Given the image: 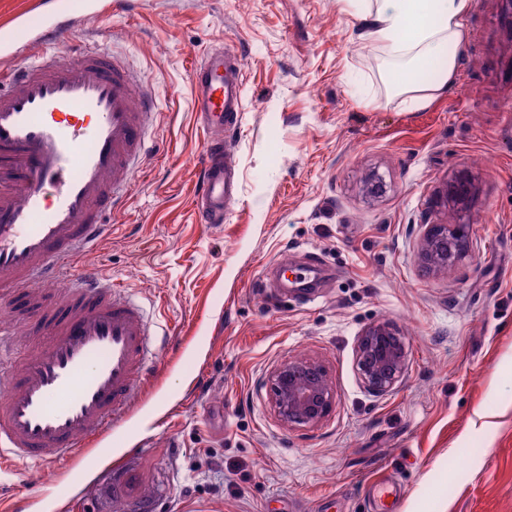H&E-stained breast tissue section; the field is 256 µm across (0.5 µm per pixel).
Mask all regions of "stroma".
<instances>
[{
  "mask_svg": "<svg viewBox=\"0 0 512 512\" xmlns=\"http://www.w3.org/2000/svg\"><path fill=\"white\" fill-rule=\"evenodd\" d=\"M80 33L124 55L156 95L155 142L82 260L131 290L160 331L111 457L66 467H0V512H133L97 493L113 464L139 471L148 512H365L396 476L394 512H512V42L500 0H470L445 92L397 95L362 0H63ZM239 48L245 112L224 134L239 197L224 223L194 222L197 154L191 64ZM478 191L442 197L457 171ZM384 186L363 190L367 177ZM432 224L467 227L450 271L420 259ZM319 261L314 295L289 296L283 263ZM402 338L405 370L384 394L357 349L372 323ZM320 364L334 392L311 426L281 421L271 377ZM464 469H456L458 459Z\"/></svg>",
  "mask_w": 512,
  "mask_h": 512,
  "instance_id": "1",
  "label": "stroma"
}]
</instances>
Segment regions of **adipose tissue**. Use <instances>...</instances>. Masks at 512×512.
<instances>
[{"instance_id":"1","label":"adipose tissue","mask_w":512,"mask_h":512,"mask_svg":"<svg viewBox=\"0 0 512 512\" xmlns=\"http://www.w3.org/2000/svg\"><path fill=\"white\" fill-rule=\"evenodd\" d=\"M469 0H371L369 36L386 51L398 93L417 92V72L440 64L429 89H444L454 73L456 48L463 39L462 17Z\"/></svg>"}]
</instances>
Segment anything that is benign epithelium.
<instances>
[{
	"label": "benign epithelium",
	"mask_w": 512,
	"mask_h": 512,
	"mask_svg": "<svg viewBox=\"0 0 512 512\" xmlns=\"http://www.w3.org/2000/svg\"><path fill=\"white\" fill-rule=\"evenodd\" d=\"M475 185L467 174H457L448 195L461 211L468 206ZM437 227L424 238L420 256L425 265L447 268L446 260L433 244ZM406 352L401 340L386 323L369 326L363 333L358 362L368 387L376 393L390 391L401 378ZM272 396L280 418L290 425H314L327 412L333 393L323 368L310 360L294 359L282 365L272 378Z\"/></svg>",
	"instance_id": "7a95c632"
}]
</instances>
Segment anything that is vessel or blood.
<instances>
[{"label": "vessel or blood", "mask_w": 512, "mask_h": 512, "mask_svg": "<svg viewBox=\"0 0 512 512\" xmlns=\"http://www.w3.org/2000/svg\"><path fill=\"white\" fill-rule=\"evenodd\" d=\"M74 17L56 11L23 46L0 42V463L56 467L88 452L123 420L153 359L143 304L82 258L99 249L113 208L149 151L157 113L151 91L110 49L70 38ZM67 45L62 63L55 49ZM241 54L216 50L190 69L192 103L209 137L196 161V221L220 224L237 195L224 133L244 112ZM64 282L61 291L50 284ZM29 351L16 359L13 329ZM144 494L138 472L112 473L101 489ZM401 485L373 489L371 512Z\"/></svg>", "instance_id": "obj_1"}]
</instances>
